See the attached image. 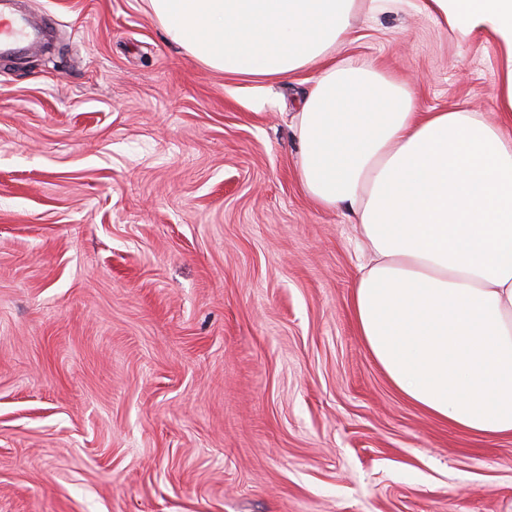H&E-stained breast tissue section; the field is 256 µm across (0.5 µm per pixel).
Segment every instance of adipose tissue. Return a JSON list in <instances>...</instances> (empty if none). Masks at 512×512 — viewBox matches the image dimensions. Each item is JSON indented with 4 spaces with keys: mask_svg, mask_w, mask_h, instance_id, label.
Returning <instances> with one entry per match:
<instances>
[{
    "mask_svg": "<svg viewBox=\"0 0 512 512\" xmlns=\"http://www.w3.org/2000/svg\"><path fill=\"white\" fill-rule=\"evenodd\" d=\"M360 0H151L172 44L250 80L314 70L293 117L297 178L343 211L370 252L351 298L359 336L392 387L454 428L512 434V138L459 107L420 111L372 61L336 60ZM500 56L512 112V0H423Z\"/></svg>",
    "mask_w": 512,
    "mask_h": 512,
    "instance_id": "obj_1",
    "label": "adipose tissue"
}]
</instances>
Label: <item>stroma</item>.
<instances>
[{
	"instance_id": "35a3bbf8",
	"label": "stroma",
	"mask_w": 512,
	"mask_h": 512,
	"mask_svg": "<svg viewBox=\"0 0 512 512\" xmlns=\"http://www.w3.org/2000/svg\"><path fill=\"white\" fill-rule=\"evenodd\" d=\"M0 60V512H512V437L402 398L354 327L360 252L301 190L308 72L170 45L149 0H29ZM340 58L504 124L491 35L360 8ZM0 2V55H9L36 43L49 17H35L22 11L5 14Z\"/></svg>"
}]
</instances>
